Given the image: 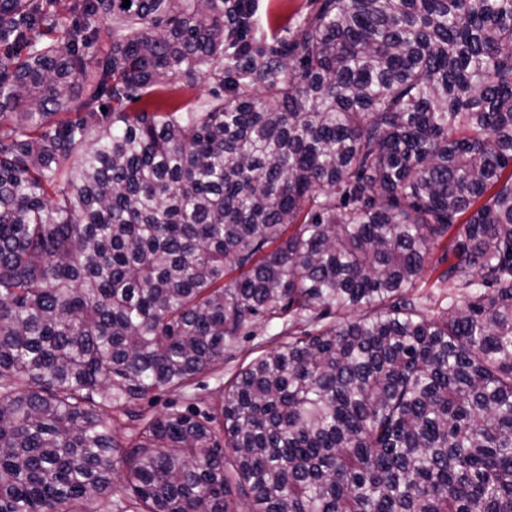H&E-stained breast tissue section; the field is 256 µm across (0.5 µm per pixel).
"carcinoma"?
<instances>
[{
    "mask_svg": "<svg viewBox=\"0 0 512 512\" xmlns=\"http://www.w3.org/2000/svg\"><path fill=\"white\" fill-rule=\"evenodd\" d=\"M122 4L0 0V512H512V0ZM322 0H257L256 37L272 42L290 38L301 20L314 13ZM212 87L213 84L209 81L197 78L192 85L187 82H182L173 86L169 90L158 92L157 96L161 100L176 104H194L197 101H203L210 98ZM445 267L446 265H443L435 272L429 269L424 276V283H422L423 288H421V293L425 296L427 307L432 313H438L441 308L448 306V289L442 288V290H440L439 288H432L438 273ZM281 324L278 328L274 326H266L263 321L258 322L251 330L254 336L242 339L235 356L231 360H224V368L203 374L199 377V383L202 385L199 389H191L189 392L195 393L197 400H186V398L178 392H168L154 402L149 409L152 412L166 411V407L174 403L180 410H184L189 402H193L203 408L206 402L212 397V391L219 385L229 381L242 364H246L252 357L251 352L257 346H263V349L269 350L277 345L278 338L276 334L280 331Z\"/></svg>",
    "mask_w": 512,
    "mask_h": 512,
    "instance_id": "obj_1",
    "label": "carcinoma"
}]
</instances>
